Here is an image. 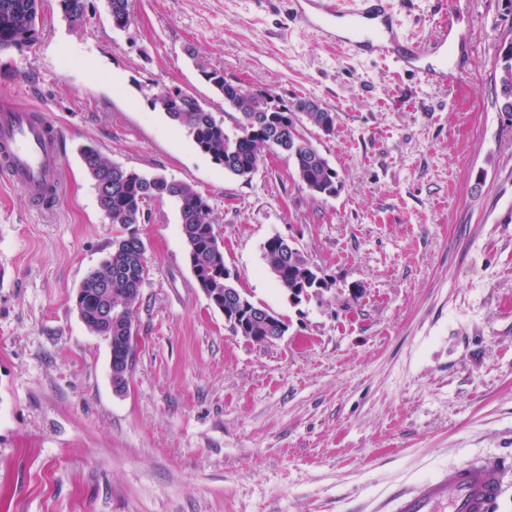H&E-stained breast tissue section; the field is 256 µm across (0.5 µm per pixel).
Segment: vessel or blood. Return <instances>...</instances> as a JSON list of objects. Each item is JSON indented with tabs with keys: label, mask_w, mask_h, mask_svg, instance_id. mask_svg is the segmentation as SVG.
Returning <instances> with one entry per match:
<instances>
[{
	"label": "vessel or blood",
	"mask_w": 512,
	"mask_h": 512,
	"mask_svg": "<svg viewBox=\"0 0 512 512\" xmlns=\"http://www.w3.org/2000/svg\"><path fill=\"white\" fill-rule=\"evenodd\" d=\"M288 16L320 36L346 46L358 56L391 59L401 69H415L430 85H447V68L423 66L425 57L439 54L448 46L453 17H445L434 36L418 45L405 39L401 23L389 0H360L350 9L338 0H287ZM352 25L351 35L336 33L338 19ZM63 133L44 114L14 100L0 103V178L29 191L41 203L56 201L60 194L59 171L64 157ZM507 460L496 463H465L449 469L440 478L413 492L392 499L390 512H493L501 495L500 477Z\"/></svg>",
	"instance_id": "vessel-or-blood-1"
}]
</instances>
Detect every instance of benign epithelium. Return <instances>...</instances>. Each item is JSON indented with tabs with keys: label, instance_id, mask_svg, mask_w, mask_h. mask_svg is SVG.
Masks as SVG:
<instances>
[{
	"label": "benign epithelium",
	"instance_id": "1",
	"mask_svg": "<svg viewBox=\"0 0 512 512\" xmlns=\"http://www.w3.org/2000/svg\"><path fill=\"white\" fill-rule=\"evenodd\" d=\"M254 98L263 100L268 112H285L289 109L296 112H318L324 107L314 101L306 106L294 104L284 105L276 96L264 89L251 91ZM293 259L304 260V274L314 272L317 277L315 287L304 288L301 294L289 296L288 301L296 305L302 300H309L313 296L322 293L320 285L324 276L320 269L311 261L305 259L302 252L293 255ZM203 292L210 305L215 306L224 303V319L230 328L235 332L247 335V340L256 344H270L285 334L287 331L286 320L281 314L274 310L254 303L245 292L239 288H205ZM97 321L91 323L84 321V325L92 327L98 334L102 335L109 344L110 349V370L112 387L115 391H123L128 383L129 373L134 360V327L133 321L114 317L112 313V302L103 304L100 311L96 313Z\"/></svg>",
	"mask_w": 512,
	"mask_h": 512
}]
</instances>
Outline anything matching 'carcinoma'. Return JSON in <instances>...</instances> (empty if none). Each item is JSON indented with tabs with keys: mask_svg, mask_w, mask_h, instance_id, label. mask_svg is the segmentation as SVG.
<instances>
[{
	"mask_svg": "<svg viewBox=\"0 0 512 512\" xmlns=\"http://www.w3.org/2000/svg\"><path fill=\"white\" fill-rule=\"evenodd\" d=\"M61 13L73 27L80 26L86 17L87 0H58ZM40 0H0V51L31 47L37 39V23ZM201 75L215 85L224 98L239 103L240 112L234 117V130L227 132L224 123L212 113L199 111L198 102L184 97L176 102V109L168 112L169 117L184 127L197 148L209 156L224 171L238 177L248 178L257 169L263 154L274 150L269 145L270 130H277L276 139L282 145L292 163L299 180L314 194L334 196L340 182L336 170L321 156L310 157V153L295 143L291 130L303 133V127L311 125L318 129L323 123L334 124L332 112H263L261 105L249 96V91L239 85L226 82L224 73L205 62L197 63ZM262 119L260 131L249 134V123L254 117ZM82 162L92 184L100 179L111 181L107 197L97 196L98 205L112 211V223L134 224L136 219L146 221L151 202L168 198L177 203L180 211L182 234L190 240L188 248L193 251L194 266L199 269L205 281H224V261L214 262L209 252V243L218 239L210 218L207 197L191 185L168 179L161 175L146 176L136 171L123 169L99 152L82 155ZM121 237L112 243V251L102 269L91 272L82 282L83 296L80 305L88 310L94 307L91 294L93 283L105 281L114 273V267H132L136 279L142 278L141 260L145 257V245L138 240L124 244ZM270 266H281L278 283L285 292L302 288L301 269L293 262L283 263L273 247H265Z\"/></svg>",
	"mask_w": 512,
	"mask_h": 512,
	"instance_id": "carcinoma-1",
	"label": "carcinoma"
}]
</instances>
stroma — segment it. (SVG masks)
<instances>
[{"label": "stroma", "mask_w": 512, "mask_h": 512, "mask_svg": "<svg viewBox=\"0 0 512 512\" xmlns=\"http://www.w3.org/2000/svg\"><path fill=\"white\" fill-rule=\"evenodd\" d=\"M455 79L431 86L350 56L288 19L284 0H105L81 27L41 0L36 42L0 53V101L66 131L50 212L0 180V512H382L448 469L512 456V117L497 61L512 0H454ZM422 42L443 0H393ZM284 104L335 115L305 133L340 191L316 197L282 153L224 171L152 107L179 88L233 129L193 58ZM207 197L237 288L285 316L280 340L234 335L192 272L177 206L138 233L148 275L135 356L112 388L107 341L75 308L119 226L82 145ZM295 245L331 289L291 305L264 257Z\"/></svg>", "instance_id": "1"}]
</instances>
